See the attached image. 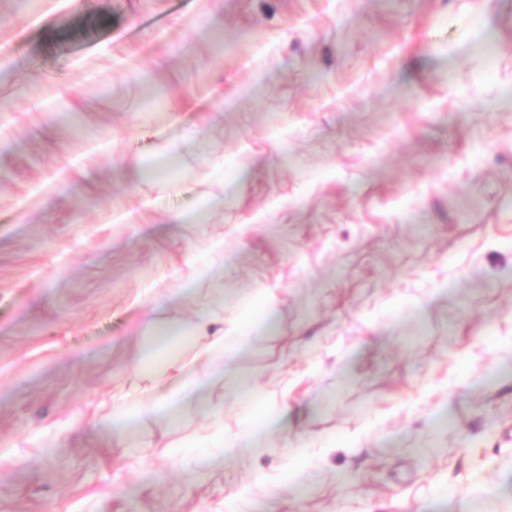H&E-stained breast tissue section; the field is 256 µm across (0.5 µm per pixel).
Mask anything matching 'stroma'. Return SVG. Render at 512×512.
Masks as SVG:
<instances>
[{
    "mask_svg": "<svg viewBox=\"0 0 512 512\" xmlns=\"http://www.w3.org/2000/svg\"><path fill=\"white\" fill-rule=\"evenodd\" d=\"M0 16V512H512V0ZM203 305L222 465L193 403L102 434Z\"/></svg>",
    "mask_w": 512,
    "mask_h": 512,
    "instance_id": "1",
    "label": "stroma"
}]
</instances>
